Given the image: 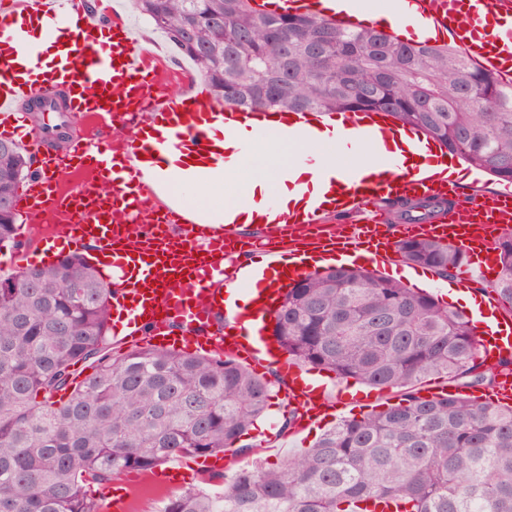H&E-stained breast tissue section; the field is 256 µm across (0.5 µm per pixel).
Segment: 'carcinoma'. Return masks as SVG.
I'll return each mask as SVG.
<instances>
[{"label": "carcinoma", "instance_id": "obj_1", "mask_svg": "<svg viewBox=\"0 0 512 512\" xmlns=\"http://www.w3.org/2000/svg\"><path fill=\"white\" fill-rule=\"evenodd\" d=\"M190 56L213 98L231 107L386 113L473 167L512 183V81L457 45L409 44L370 27L276 10L251 0H133ZM492 102L496 111L484 112ZM62 94L24 106L32 122ZM44 143L69 138L63 122ZM0 248L19 245L18 189L26 146L0 137ZM448 201L399 199L391 220H429ZM493 283L512 310V228L497 239ZM409 264L443 277L464 262L433 238L397 241ZM112 288L79 255L0 276V512H101L88 487L173 458L232 452L268 415L274 382L235 358L148 344L110 352ZM278 348L303 366L400 392L381 411L345 418L275 466L245 465L186 490L162 512H512V406L456 395L423 398L440 376L493 387L512 358L489 364L460 311L363 266L330 267L281 295ZM91 369L77 380L78 366Z\"/></svg>", "mask_w": 512, "mask_h": 512}]
</instances>
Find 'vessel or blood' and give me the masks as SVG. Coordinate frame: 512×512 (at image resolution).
Returning a JSON list of instances; mask_svg holds the SVG:
<instances>
[{
  "mask_svg": "<svg viewBox=\"0 0 512 512\" xmlns=\"http://www.w3.org/2000/svg\"><path fill=\"white\" fill-rule=\"evenodd\" d=\"M281 9L328 17L338 10L346 25L361 20L345 4L331 0H276ZM423 28L450 30L469 56L481 59L502 78L512 77V0H417ZM37 23L51 37L65 38L66 55L52 78L19 80L10 71L18 57L39 70L42 51L30 42L24 22ZM144 55L127 27L106 31L101 22L81 12L77 0H25L19 13H0V117L16 112L20 101L64 91L74 117L95 118V133L74 139L61 152H45L32 171L18 200V213L30 222L47 214V197L56 195L55 174L73 166L89 178L69 190L71 205L58 210L55 233L74 247L94 245L112 254L111 266L120 283L112 294V310L120 315L118 333L136 340L147 336L154 346L253 353L248 342L246 313L267 318L264 309H224V260L236 253L232 231L204 226L190 215L166 206L154 188L141 181L140 163L154 164L156 155L175 149L180 163L197 178L208 176L225 153L244 155L245 139L214 140L203 123L206 113L223 111L225 127H257L260 136L313 140L324 130L311 113L282 112L271 125H260V115L248 110L220 109L204 89L166 96L153 89L144 75ZM146 117L148 124L163 119L168 131L152 139L127 136L113 147L107 131L115 123ZM347 144L366 143L380 148L381 165L362 167L330 178V202L300 195L292 209L280 197L268 195L251 208L252 216L271 224L279 234V249L295 258L287 273L272 270L273 283L298 281L308 273L303 260L313 254L361 253L377 261L395 247L393 233L377 224H362L343 234L327 225L328 212L363 213L369 200L396 196L412 200H445L455 189L447 177L429 171L430 161L446 164L449 156L416 129L394 127L382 114H346ZM512 225V196L481 201L456 217L441 213L419 222L420 236L432 237L475 256L481 274L496 272L490 241L496 231ZM487 304L489 320L481 330L484 355L501 358L512 349V319L498 318ZM288 395L296 401L300 420L311 422L324 413L322 386L307 383L301 372L289 371Z\"/></svg>",
  "mask_w": 512,
  "mask_h": 512,
  "instance_id": "obj_1",
  "label": "vessel or blood"
}]
</instances>
